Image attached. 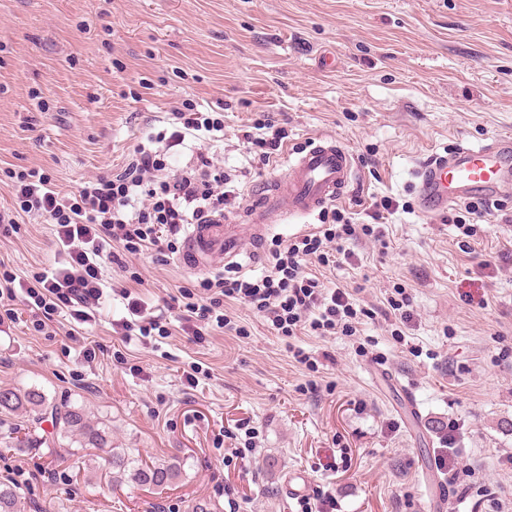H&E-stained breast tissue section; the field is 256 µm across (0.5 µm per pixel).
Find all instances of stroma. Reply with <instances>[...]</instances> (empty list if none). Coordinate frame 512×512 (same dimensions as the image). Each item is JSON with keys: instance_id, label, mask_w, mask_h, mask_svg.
I'll return each mask as SVG.
<instances>
[{"instance_id": "stroma-1", "label": "stroma", "mask_w": 512, "mask_h": 512, "mask_svg": "<svg viewBox=\"0 0 512 512\" xmlns=\"http://www.w3.org/2000/svg\"><path fill=\"white\" fill-rule=\"evenodd\" d=\"M193 104L224 115L212 153L236 180L238 217L253 194L284 182L289 153L335 139L356 160L336 206L354 223L390 199L384 243L356 241L352 265L312 272L343 285L367 309L354 336L277 335L261 313L225 302L244 336L213 331L192 343L126 341L112 321L118 296L80 334L45 333L39 311L0 324V390L38 388L83 405L112 444L140 459H178L165 489L113 486L90 475L95 450L74 454L52 421L0 411V481L19 465L25 512H297L283 493L305 471L333 496V512H427L447 431L457 453L445 475L444 512L512 510V184L504 211L455 224L467 201L421 209L419 168L458 143L512 135V0H0V209L13 204L6 173L41 168L67 189L118 171L133 146ZM268 113L287 127L286 153L255 173L243 133ZM318 214L287 216L241 261L258 276L272 239L315 230ZM50 224L24 218L0 237L14 270L53 259ZM142 282L114 264L115 286L149 305L202 275L179 254L134 259ZM403 289L411 319L393 327L387 299ZM309 351L317 370L290 358ZM122 351L115 360L113 351ZM208 371L195 389L184 374ZM408 384L418 410L397 388Z\"/></svg>"}]
</instances>
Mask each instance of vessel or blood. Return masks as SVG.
<instances>
[{"label":"vessel or blood","mask_w":512,"mask_h":512,"mask_svg":"<svg viewBox=\"0 0 512 512\" xmlns=\"http://www.w3.org/2000/svg\"><path fill=\"white\" fill-rule=\"evenodd\" d=\"M355 170L352 153L333 140L315 145L288 164L286 191L261 193L244 214L252 240H260L268 225L284 216H305L342 198ZM512 183V136H500L478 145L460 144L429 161L418 185L421 208L447 209L462 199L497 197ZM246 245L234 224L193 225L181 256L183 265L205 270L211 255L223 254L233 263Z\"/></svg>","instance_id":"vessel-or-blood-1"}]
</instances>
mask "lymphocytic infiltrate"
I'll use <instances>...</instances> for the list:
<instances>
[{
  "mask_svg": "<svg viewBox=\"0 0 512 512\" xmlns=\"http://www.w3.org/2000/svg\"><path fill=\"white\" fill-rule=\"evenodd\" d=\"M170 126L167 132L148 133L118 172L90 177L68 191L59 190L41 169L12 173L16 207L0 210V233H7L22 215L45 219L53 226L55 261L20 275L0 257V305L7 318H14L22 305L41 312L34 326L38 332L61 314L80 325L96 324L102 300L113 289L103 274L104 263L122 267L127 258L146 251L164 253L172 249L184 226L223 220L225 208L237 199L236 188L223 167L201 150L223 131V113L176 112ZM254 127L244 136L246 150L258 168H271L288 142V132L282 127L268 129L259 119ZM184 143L196 149V163L178 172L171 168L168 152ZM382 218L376 209L369 223L355 224L338 209L323 212L316 230L269 248L262 276H228L216 269L198 287L178 288L165 301V312H177L183 331L198 343L205 342L206 330L213 327L243 335V327L224 312L228 300L262 313L278 335L288 338L301 331L321 337L355 335L358 311L352 293L344 287H326L308 266L351 263L353 254L346 242L379 237ZM116 292L126 310L115 322L124 339H145L154 331L166 335L162 314L148 312L130 289Z\"/></svg>",
  "mask_w": 512,
  "mask_h": 512,
  "instance_id": "f902f5d3",
  "label": "lymphocytic infiltrate"
}]
</instances>
